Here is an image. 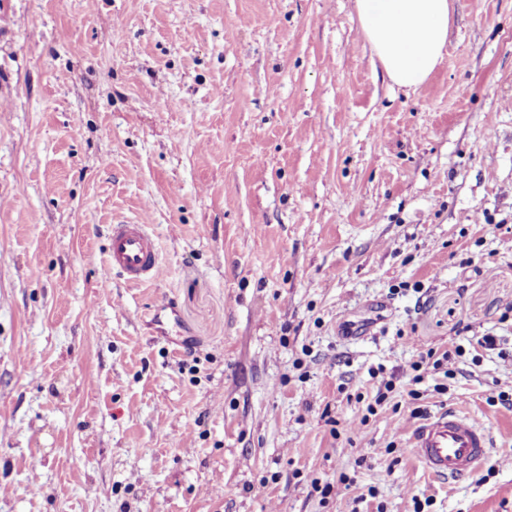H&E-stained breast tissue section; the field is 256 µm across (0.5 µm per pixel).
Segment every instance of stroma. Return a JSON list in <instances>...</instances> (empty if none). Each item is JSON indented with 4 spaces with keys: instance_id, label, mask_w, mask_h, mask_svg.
<instances>
[{
    "instance_id": "obj_1",
    "label": "stroma",
    "mask_w": 512,
    "mask_h": 512,
    "mask_svg": "<svg viewBox=\"0 0 512 512\" xmlns=\"http://www.w3.org/2000/svg\"><path fill=\"white\" fill-rule=\"evenodd\" d=\"M511 302L512 0H453L411 92L353 0H0V512H512V458L408 451L419 403L512 444V361L366 414ZM107 273L117 271L129 284H142L162 277L157 242L147 224H114L109 236Z\"/></svg>"
}]
</instances>
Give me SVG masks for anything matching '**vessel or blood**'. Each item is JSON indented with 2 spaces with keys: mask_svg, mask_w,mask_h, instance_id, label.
<instances>
[{
  "mask_svg": "<svg viewBox=\"0 0 512 512\" xmlns=\"http://www.w3.org/2000/svg\"><path fill=\"white\" fill-rule=\"evenodd\" d=\"M105 269L134 285L162 277L156 238L147 225H113ZM410 448L435 477L460 481L487 461L492 438L486 424L450 408L425 418L415 428Z\"/></svg>",
  "mask_w": 512,
  "mask_h": 512,
  "instance_id": "b4317fda",
  "label": "vessel or blood"
}]
</instances>
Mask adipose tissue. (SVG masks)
I'll return each mask as SVG.
<instances>
[{"label":"adipose tissue","mask_w":512,"mask_h":512,"mask_svg":"<svg viewBox=\"0 0 512 512\" xmlns=\"http://www.w3.org/2000/svg\"><path fill=\"white\" fill-rule=\"evenodd\" d=\"M364 36L389 80L422 85L443 58L450 0H354Z\"/></svg>","instance_id":"ef3b65f1"}]
</instances>
